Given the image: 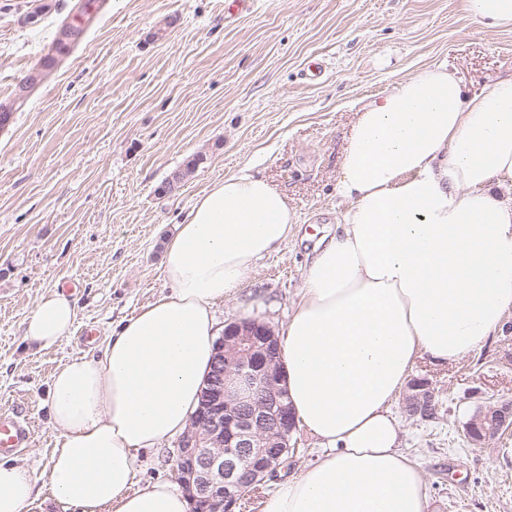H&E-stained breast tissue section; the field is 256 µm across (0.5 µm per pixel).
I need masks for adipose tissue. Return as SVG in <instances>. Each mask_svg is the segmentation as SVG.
<instances>
[{
  "label": "adipose tissue",
  "instance_id": "obj_1",
  "mask_svg": "<svg viewBox=\"0 0 512 512\" xmlns=\"http://www.w3.org/2000/svg\"><path fill=\"white\" fill-rule=\"evenodd\" d=\"M336 195L340 231L317 247L280 337L288 402L324 453L264 512H428L392 406L417 359L457 362L512 314V76L471 92L429 66L362 104ZM298 222L248 169L213 181L166 245L169 292L99 356L54 371L47 489L64 512H189L168 483L137 486V454L187 429L222 332L216 306ZM76 317L71 294L51 290L24 336L52 348ZM36 482L0 460V512H26Z\"/></svg>",
  "mask_w": 512,
  "mask_h": 512
}]
</instances>
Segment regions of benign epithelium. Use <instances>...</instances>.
Listing matches in <instances>:
<instances>
[{"mask_svg": "<svg viewBox=\"0 0 512 512\" xmlns=\"http://www.w3.org/2000/svg\"><path fill=\"white\" fill-rule=\"evenodd\" d=\"M283 370L274 330L256 319L227 324L217 341L201 404L178 443L175 476L200 512H235L244 492L281 467L295 429L281 387ZM432 382L411 386V415L434 414ZM512 428V406L486 407L473 444L484 445Z\"/></svg>", "mask_w": 512, "mask_h": 512, "instance_id": "1", "label": "benign epithelium"}]
</instances>
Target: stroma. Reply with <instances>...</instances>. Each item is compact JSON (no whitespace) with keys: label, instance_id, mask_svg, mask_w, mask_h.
<instances>
[{"label":"stroma","instance_id":"35a3bbf8","mask_svg":"<svg viewBox=\"0 0 512 512\" xmlns=\"http://www.w3.org/2000/svg\"><path fill=\"white\" fill-rule=\"evenodd\" d=\"M73 0H0V413L30 419L16 463L46 479L56 431L48 386L58 365L99 354L121 320L169 286L164 248L213 180L253 165L288 199L296 234L259 261L218 306L283 331L317 242L338 231L336 173L354 104L427 65L455 68L469 86L512 75V31L473 23L462 0H255L236 19L224 0H110L108 13L58 65L40 60L61 37ZM326 72L306 81L305 65ZM202 162L172 194L163 181L193 155ZM77 303L75 333L50 349L23 325L53 288ZM96 339L82 344L80 333ZM435 417L393 410L401 449L419 464L430 512H512V431L471 445L480 407L512 401V317L455 365L417 361ZM289 468L247 493L262 512L287 480L322 453L294 430ZM175 441L141 451V483L174 482Z\"/></svg>","mask_w":512,"mask_h":512}]
</instances>
